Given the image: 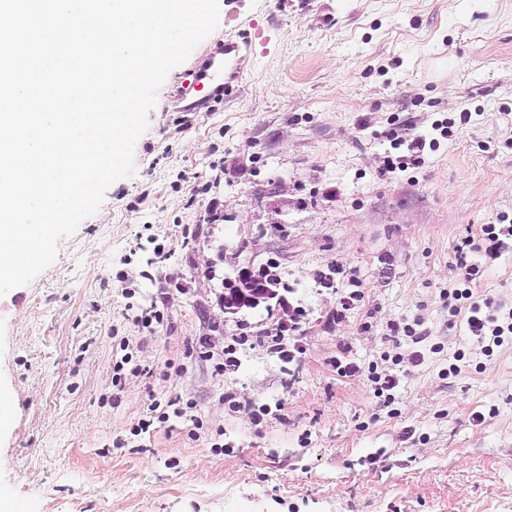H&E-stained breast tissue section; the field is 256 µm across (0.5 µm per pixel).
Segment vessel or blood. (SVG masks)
I'll use <instances>...</instances> for the list:
<instances>
[{"label": "vessel or blood", "instance_id": "1", "mask_svg": "<svg viewBox=\"0 0 512 512\" xmlns=\"http://www.w3.org/2000/svg\"><path fill=\"white\" fill-rule=\"evenodd\" d=\"M251 44L249 34L244 32L238 38L216 44L197 58L190 71V86L196 92L197 99L192 102L185 94H178L177 101L182 111L190 112L198 106L223 102L225 92L230 90L232 80L241 72L246 61L243 50Z\"/></svg>", "mask_w": 512, "mask_h": 512}]
</instances>
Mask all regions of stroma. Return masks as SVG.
<instances>
[{
  "label": "stroma",
  "mask_w": 512,
  "mask_h": 512,
  "mask_svg": "<svg viewBox=\"0 0 512 512\" xmlns=\"http://www.w3.org/2000/svg\"><path fill=\"white\" fill-rule=\"evenodd\" d=\"M194 49L249 31L248 67L181 124L167 76L135 173L0 296V506L7 512H512V341L449 317L453 247L512 221V0H219ZM387 171L392 125L430 133ZM223 219L210 220L211 209ZM171 257L153 260L154 243ZM274 267L284 304L230 313L239 269ZM474 295L512 310V250ZM362 294L337 318L341 294ZM157 307L164 322L137 325ZM413 324L417 337L392 336ZM284 333L288 359L263 339ZM124 337L147 374L105 405ZM237 366L216 374L201 339ZM461 355L456 373L448 366ZM353 363L359 375L338 374ZM399 380L391 402L369 372ZM203 423L129 428L150 400ZM124 447H116V440Z\"/></svg>",
  "instance_id": "1"
}]
</instances>
